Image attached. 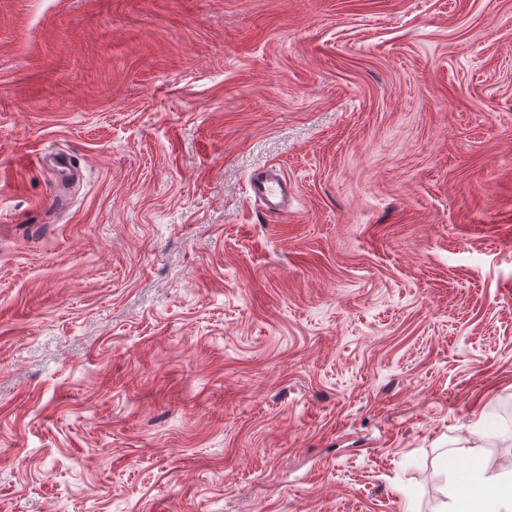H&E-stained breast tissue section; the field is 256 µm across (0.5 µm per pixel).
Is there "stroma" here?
Wrapping results in <instances>:
<instances>
[{
    "instance_id": "obj_1",
    "label": "stroma",
    "mask_w": 512,
    "mask_h": 512,
    "mask_svg": "<svg viewBox=\"0 0 512 512\" xmlns=\"http://www.w3.org/2000/svg\"><path fill=\"white\" fill-rule=\"evenodd\" d=\"M478 463L512 0H0V512H436ZM249 186L254 199L267 212L288 215L291 184L285 175L273 171L260 172L253 176Z\"/></svg>"
}]
</instances>
